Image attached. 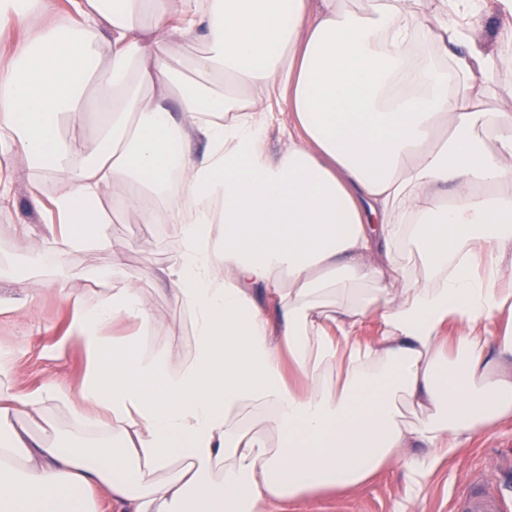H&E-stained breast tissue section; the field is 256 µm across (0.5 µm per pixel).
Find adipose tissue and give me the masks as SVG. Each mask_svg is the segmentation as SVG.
<instances>
[{
	"instance_id": "1",
	"label": "adipose tissue",
	"mask_w": 512,
	"mask_h": 512,
	"mask_svg": "<svg viewBox=\"0 0 512 512\" xmlns=\"http://www.w3.org/2000/svg\"><path fill=\"white\" fill-rule=\"evenodd\" d=\"M71 2L76 20L49 25L52 0H0V32L27 33L0 64V158L40 161L31 194L65 184L64 228L30 259L107 246L104 203L127 185L141 223L179 243L155 275L194 344L175 370L142 351L153 322L133 274L74 323L119 372L20 397L1 354L0 512H269L389 466L423 481L512 420V88L487 107L496 58L455 51L487 8L511 45L512 0ZM191 40L207 45L190 62L202 84L160 52ZM91 83L102 149L76 165L58 118L80 130ZM119 321L135 335L106 340ZM49 400L100 437H58Z\"/></svg>"
}]
</instances>
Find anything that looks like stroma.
<instances>
[{
	"instance_id": "stroma-1",
	"label": "stroma",
	"mask_w": 512,
	"mask_h": 512,
	"mask_svg": "<svg viewBox=\"0 0 512 512\" xmlns=\"http://www.w3.org/2000/svg\"><path fill=\"white\" fill-rule=\"evenodd\" d=\"M503 20L487 13L475 37L498 59L486 88L485 100L496 106L498 95L512 86V46L501 45L496 32ZM13 204L0 210V353L15 362L13 390L26 395L49 383L80 387L97 361L85 349L72 325L83 305L120 284L134 272L150 297L154 331L142 343L144 351L167 350L171 367L191 354L193 335L188 313L178 310L164 284L146 274L149 266L166 264L177 242L165 225L139 223L126 207L125 186L116 187L106 207L112 217L103 225L108 247L86 246L63 257L46 255L41 267L29 266V237L52 223L51 196L56 186L46 183L39 199L29 194L32 171L20 156L10 160ZM64 281H56V268ZM499 489L503 512H512V422L474 436L446 457L436 471L407 494L405 474L394 467L379 471L366 484L332 494L309 496L285 504V512H456L457 502L475 482Z\"/></svg>"
}]
</instances>
